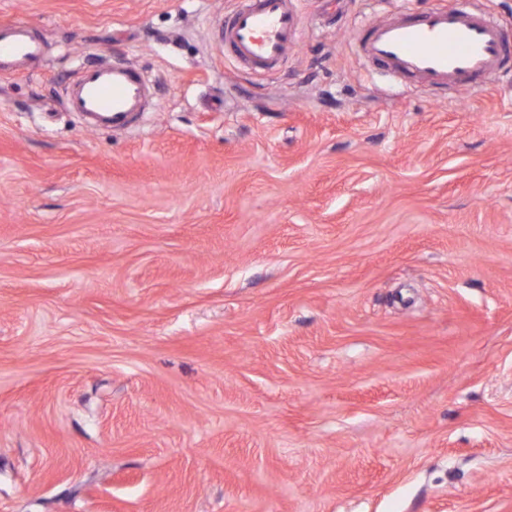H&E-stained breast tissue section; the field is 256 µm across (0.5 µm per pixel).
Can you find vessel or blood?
<instances>
[{"instance_id": "1", "label": "vessel or blood", "mask_w": 512, "mask_h": 512, "mask_svg": "<svg viewBox=\"0 0 512 512\" xmlns=\"http://www.w3.org/2000/svg\"><path fill=\"white\" fill-rule=\"evenodd\" d=\"M216 33L226 55L254 70L280 64L300 42L302 20L293 0H242L219 19ZM376 66L414 77L433 92L461 81L512 71V52L502 27L461 6L402 11L372 22L357 37ZM42 43L32 25H0V66L37 58ZM70 112L96 129H122L153 105L152 87L140 70L124 62L83 67L64 88Z\"/></svg>"}]
</instances>
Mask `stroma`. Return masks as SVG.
Listing matches in <instances>:
<instances>
[{
	"instance_id": "1",
	"label": "stroma",
	"mask_w": 512,
	"mask_h": 512,
	"mask_svg": "<svg viewBox=\"0 0 512 512\" xmlns=\"http://www.w3.org/2000/svg\"><path fill=\"white\" fill-rule=\"evenodd\" d=\"M438 0H296L256 75L237 0H0V512H512V88L358 52ZM124 59L157 111L61 92ZM241 1L240 8L215 25L224 53L254 71L280 64L302 37V20L294 1ZM33 30L34 26L24 21L0 25V68L6 62H22L41 55L42 43ZM64 102L96 129H123L153 106L152 87L140 70L124 62L85 66L64 88Z\"/></svg>"
}]
</instances>
